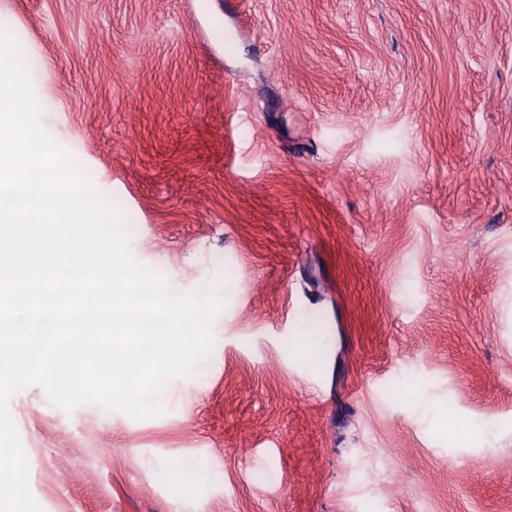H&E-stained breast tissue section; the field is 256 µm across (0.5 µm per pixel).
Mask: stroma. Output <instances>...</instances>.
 <instances>
[{"label": "stroma", "mask_w": 512, "mask_h": 512, "mask_svg": "<svg viewBox=\"0 0 512 512\" xmlns=\"http://www.w3.org/2000/svg\"><path fill=\"white\" fill-rule=\"evenodd\" d=\"M0 26L133 256L226 302L161 415L11 398L42 512H512V0H0Z\"/></svg>", "instance_id": "obj_1"}]
</instances>
